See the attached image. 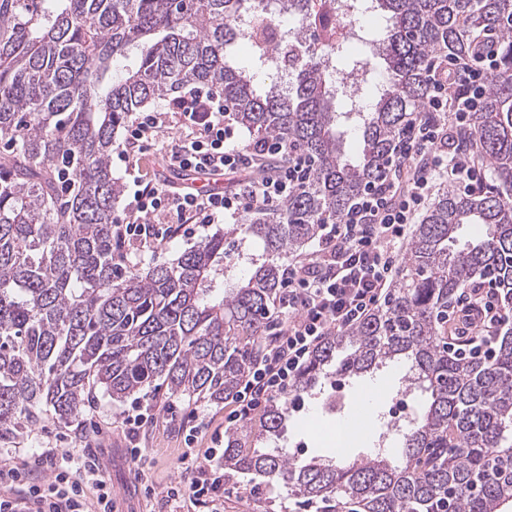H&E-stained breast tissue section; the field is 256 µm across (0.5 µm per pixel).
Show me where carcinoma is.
<instances>
[{
  "instance_id": "1",
  "label": "carcinoma",
  "mask_w": 512,
  "mask_h": 512,
  "mask_svg": "<svg viewBox=\"0 0 512 512\" xmlns=\"http://www.w3.org/2000/svg\"><path fill=\"white\" fill-rule=\"evenodd\" d=\"M244 0H0V444L41 419L65 424L99 389L120 401L145 388L215 403L235 395L259 360L283 259L314 239L378 182L398 137L428 101L435 52L466 59L467 24L502 32V65L472 114L470 132L500 190L444 192L415 226L401 257L402 282L356 325L327 336L259 425L224 440V466L283 484L345 512H502L512 504V327L487 362L448 353V303L490 277L512 298V0H355L385 12L387 36L354 73L389 72L384 93L357 112L362 148L342 150L337 120L350 113L329 66L301 46L270 44L260 18L259 62H288V88L259 90L227 56ZM137 66L112 78L132 47ZM186 84L216 87L234 118L278 134L313 162L309 182L280 207L253 212L229 233L262 244L244 253L247 274L228 285L224 234L171 264L116 277L112 176L118 128L147 102ZM465 224L487 227L460 243ZM402 362L409 385L430 394L424 412L396 433L402 459L313 457L296 465L280 434L288 402L321 393L330 368L348 377Z\"/></svg>"
}]
</instances>
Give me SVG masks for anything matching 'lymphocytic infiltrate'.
Wrapping results in <instances>:
<instances>
[{
	"instance_id": "obj_1",
	"label": "lymphocytic infiltrate",
	"mask_w": 512,
	"mask_h": 512,
	"mask_svg": "<svg viewBox=\"0 0 512 512\" xmlns=\"http://www.w3.org/2000/svg\"><path fill=\"white\" fill-rule=\"evenodd\" d=\"M470 58L430 60L427 79L432 90L426 111L399 137L382 179L358 196L336 220L324 224L318 248L309 258L289 263L279 297L286 322L277 326L274 342L260 364L243 382L226 417L234 425L248 420L270 400L286 394L314 348L331 333L350 327L385 302L389 277L406 240L407 226L425 207L437 180L466 193L486 186L482 165L472 143L458 139L468 127L471 112L480 105L488 75L500 65L496 29L468 32ZM222 94L209 90L178 95L169 113L142 112L127 128L126 147L117 154L128 162L130 150L145 151L162 137L167 114H174L182 136L166 145L170 168L203 174L242 173L262 155L282 157L269 174L249 179L244 188L199 195L171 191L157 182L139 180L124 216L113 218L115 250L143 238H194L199 229L224 217H238L285 202L310 177V167L298 148L272 136L247 146L227 122ZM456 323L453 345L470 357L490 355V332L512 319V303L502 298L495 281L483 280L461 292L448 312ZM180 459L190 481L164 487L165 498L203 505L224 512L223 430L211 434L205 457L192 448ZM48 479L36 482L39 469ZM112 487L96 454L73 457L64 448L46 447L20 454L0 469V512H114Z\"/></svg>"
}]
</instances>
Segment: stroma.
I'll use <instances>...</instances> for the list:
<instances>
[{"mask_svg":"<svg viewBox=\"0 0 512 512\" xmlns=\"http://www.w3.org/2000/svg\"><path fill=\"white\" fill-rule=\"evenodd\" d=\"M192 243L175 238L162 243H132L124 248L131 262L145 266L151 263L174 262ZM404 368L392 362L380 368L373 379H357L347 388L345 406L341 412L331 414L321 399H304L300 408L290 417L275 444L281 448H298L299 459L313 456L332 457L336 454V426L350 419L359 422L358 436L347 447L346 458L370 453L379 440L381 430L375 424L377 414L385 412L390 399L403 392ZM377 382L386 392L385 397L370 406H362L359 391L368 382ZM141 406L147 420L136 440H129L124 418L132 406ZM198 415L205 425L196 432V452L210 446L213 428L224 426L226 411L223 404L207 399L188 400L172 397L165 390L137 393L116 402L98 397L90 407L70 424L58 423L51 412H44L41 420L21 433L12 443L0 445V466L8 465L15 453L34 454L46 443L62 440L65 447H89L97 454L104 473L112 485V497L117 512H170L171 507L161 496H149L145 483L162 488L181 480L179 457L185 449V429L181 420ZM138 442L143 450L141 459H133L129 452L131 442ZM224 512H324L322 503H308L291 494L280 484L265 478L225 470Z\"/></svg>","mask_w":512,"mask_h":512,"instance_id":"obj_1","label":"stroma"}]
</instances>
